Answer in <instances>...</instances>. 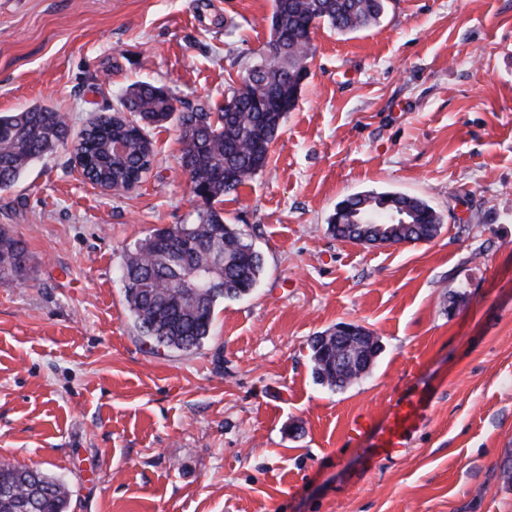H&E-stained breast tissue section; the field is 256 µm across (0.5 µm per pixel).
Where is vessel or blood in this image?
Wrapping results in <instances>:
<instances>
[{
	"label": "vessel or blood",
	"mask_w": 512,
	"mask_h": 512,
	"mask_svg": "<svg viewBox=\"0 0 512 512\" xmlns=\"http://www.w3.org/2000/svg\"><path fill=\"white\" fill-rule=\"evenodd\" d=\"M430 398L425 394L408 393L397 398L382 421L359 414L347 425L352 434L371 433L373 447L368 455L369 463L387 458L406 447L407 437L428 415Z\"/></svg>",
	"instance_id": "vessel-or-blood-1"
}]
</instances>
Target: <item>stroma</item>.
Returning <instances> with one entry per match:
<instances>
[{"label":"stroma","instance_id":"stroma-1","mask_svg":"<svg viewBox=\"0 0 512 512\" xmlns=\"http://www.w3.org/2000/svg\"><path fill=\"white\" fill-rule=\"evenodd\" d=\"M271 0H0V113L40 104L69 144L130 84L178 111L223 105L269 39ZM267 167L218 202L264 275L221 302L192 352L142 340L126 252L205 204L178 164V121L125 193L78 174L68 146L0 191L27 250L0 281V464L66 484L68 512H512V0H387L380 21L321 25ZM424 200L428 242L367 246L330 231L358 193ZM362 325L383 350L344 390L309 342ZM434 396L396 458L358 483L398 395Z\"/></svg>","mask_w":512,"mask_h":512}]
</instances>
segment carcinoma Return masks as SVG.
Returning <instances> with one entry per match:
<instances>
[{
    "label": "carcinoma",
    "instance_id": "1",
    "mask_svg": "<svg viewBox=\"0 0 512 512\" xmlns=\"http://www.w3.org/2000/svg\"><path fill=\"white\" fill-rule=\"evenodd\" d=\"M386 0H272L269 29L282 37L265 50L233 87L219 111L201 105L179 116L182 153L179 166L188 175L192 193L208 204L194 224L155 229L125 255L124 297L141 337L174 351H192L211 333L218 301L248 295L260 281L264 260L251 237L224 223L212 207L262 172L270 146L288 112L298 101L313 57L309 33L322 23L346 34L378 23ZM121 122L100 114L82 130L75 155L85 177L116 193L134 188L153 161L148 129L170 122L175 98L166 89L138 84L119 96ZM63 115L35 106L0 113V190L12 187L30 164L53 153L67 140ZM126 141V152L112 153L113 140ZM370 203L409 216L411 223L355 224L357 207ZM441 224L426 202L398 193H360L336 205L333 234L360 244L428 242ZM24 244L0 228V279L23 278ZM210 270L209 278L192 292L184 290L189 271ZM349 362L336 365V339L320 334L310 343L312 374L321 385L343 390L366 373L382 351L378 337L364 327L343 345ZM69 490L39 469L0 464V512H67Z\"/></svg>",
    "mask_w": 512,
    "mask_h": 512
}]
</instances>
